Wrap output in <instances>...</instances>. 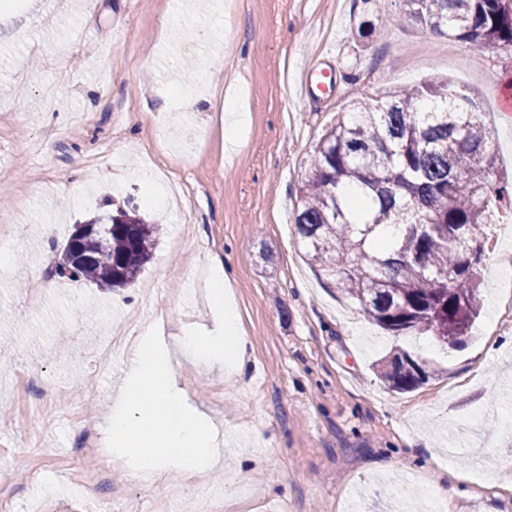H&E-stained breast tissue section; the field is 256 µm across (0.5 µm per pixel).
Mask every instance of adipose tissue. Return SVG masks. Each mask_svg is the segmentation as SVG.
I'll list each match as a JSON object with an SVG mask.
<instances>
[{
  "label": "adipose tissue",
  "mask_w": 512,
  "mask_h": 512,
  "mask_svg": "<svg viewBox=\"0 0 512 512\" xmlns=\"http://www.w3.org/2000/svg\"><path fill=\"white\" fill-rule=\"evenodd\" d=\"M226 279L222 257H213L206 286L216 308L218 330L211 336L185 335L179 337L178 343L191 357L222 369L230 376L239 371L242 365L245 342L239 334L238 312L224 297Z\"/></svg>",
  "instance_id": "ef3b65f1"
}]
</instances>
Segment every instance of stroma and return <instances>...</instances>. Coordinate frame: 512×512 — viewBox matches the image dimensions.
Wrapping results in <instances>:
<instances>
[{
    "label": "stroma",
    "instance_id": "obj_1",
    "mask_svg": "<svg viewBox=\"0 0 512 512\" xmlns=\"http://www.w3.org/2000/svg\"><path fill=\"white\" fill-rule=\"evenodd\" d=\"M185 4L197 26L223 27L208 78L203 46L173 74L158 32ZM0 0V512H410L396 485H452L447 512H512V469L485 472L473 450L512 456V210L491 229L482 310L456 346L389 336L327 289L294 239L298 189L313 147L352 100L432 78L474 98L496 154L512 169V53L399 23L402 0ZM331 68L330 93L307 98L308 62ZM244 94L249 123L224 149V97ZM200 98L179 111L180 93ZM70 196L58 193L59 186ZM132 199L163 232L137 281L106 289L45 275L74 224ZM222 256L227 293L247 342L241 371L179 358L178 384L205 412L223 463L208 474L158 471L149 485L124 460L97 467L79 416L102 439L125 381L137 328L158 325L165 347L213 326L203 290ZM429 380L397 393L374 368L396 348ZM59 384L32 416L26 378Z\"/></svg>",
    "mask_w": 512,
    "mask_h": 512
}]
</instances>
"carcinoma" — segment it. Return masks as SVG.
I'll return each mask as SVG.
<instances>
[{"label": "carcinoma", "mask_w": 512, "mask_h": 512, "mask_svg": "<svg viewBox=\"0 0 512 512\" xmlns=\"http://www.w3.org/2000/svg\"><path fill=\"white\" fill-rule=\"evenodd\" d=\"M399 20L483 49L512 47V0H403ZM490 132L473 99L446 80L389 90L325 129L298 189L295 234L330 288L382 330L458 341L479 315L485 243L497 211L512 205V178L491 191ZM363 190L351 202L340 185ZM79 254L61 251L51 272L123 288L152 259L160 227L116 206ZM402 235L390 241L382 230ZM394 391L429 379L395 354L379 365Z\"/></svg>", "instance_id": "1"}]
</instances>
